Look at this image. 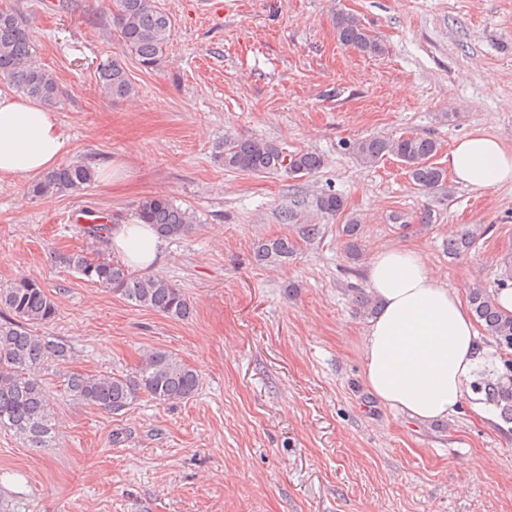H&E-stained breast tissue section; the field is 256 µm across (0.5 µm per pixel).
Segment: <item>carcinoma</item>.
<instances>
[{"instance_id":"cac0c4a2","label":"carcinoma","mask_w":512,"mask_h":512,"mask_svg":"<svg viewBox=\"0 0 512 512\" xmlns=\"http://www.w3.org/2000/svg\"><path fill=\"white\" fill-rule=\"evenodd\" d=\"M112 25L118 30L125 50L146 68L157 67L173 35L172 21L153 0H112ZM338 41L364 55L383 52L361 21L352 14L336 17ZM101 89L113 98H124L133 91L126 69L116 59L102 64ZM0 82L16 92L47 105L59 97L58 83L38 61L26 21L12 6L0 8ZM224 168L255 175L283 171L289 176L309 174L324 160L315 152L286 157L275 144L256 137L226 138L219 146ZM349 150L365 165H373L393 156L408 169L414 183L423 190L438 187L445 179L442 169L431 159L438 152L436 140L427 136L373 137L353 142ZM95 169L87 163H66L41 176L30 186L33 196L44 198L84 189L95 181ZM318 210L336 215L345 209V200L335 192L320 195ZM137 217L149 224L164 239H177L189 232L193 216L164 195L147 197L137 206ZM360 224L342 225L349 238L350 256H360ZM484 234L481 226L464 229L448 241V254L460 255L474 247ZM295 253L294 241L280 235L258 241L254 254L261 264L287 263ZM60 262L87 280L121 295L128 302L156 311L168 318L189 317L190 305L182 291L160 275L137 274L103 253L90 257L73 253ZM359 312L368 317L375 313L377 301L359 288L352 289ZM469 305L476 322L497 350H512V316L502 314L486 293L477 288L470 292ZM57 308L39 282L22 277L0 287V428L14 432L34 448H43L52 439L54 416L50 395L40 378L45 366L64 362L69 347L51 341L33 331V326L53 321ZM67 392L76 400L117 413L133 404L140 394L167 403L191 398L201 385L197 371L172 353L149 350L134 376L114 374L65 375ZM470 388L485 401L500 409L512 422V378L495 367L489 374L482 369Z\"/></svg>"}]
</instances>
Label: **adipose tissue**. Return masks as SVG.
Listing matches in <instances>:
<instances>
[{
	"label": "adipose tissue",
	"mask_w": 512,
	"mask_h": 512,
	"mask_svg": "<svg viewBox=\"0 0 512 512\" xmlns=\"http://www.w3.org/2000/svg\"><path fill=\"white\" fill-rule=\"evenodd\" d=\"M69 136L49 107L0 92V181L33 179L57 168ZM457 183L485 191L512 183V147L476 129L448 153ZM166 244L146 224H117L110 250L130 268L145 270ZM366 282L380 302L363 344V380L389 409L420 423L447 419L467 401L481 339L459 290L443 286L418 250L379 249Z\"/></svg>",
	"instance_id": "1"
}]
</instances>
